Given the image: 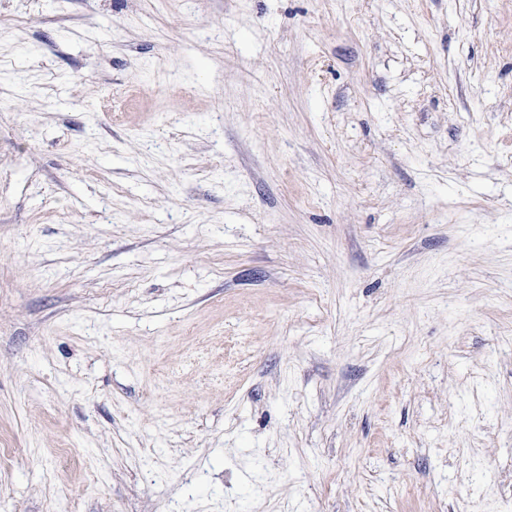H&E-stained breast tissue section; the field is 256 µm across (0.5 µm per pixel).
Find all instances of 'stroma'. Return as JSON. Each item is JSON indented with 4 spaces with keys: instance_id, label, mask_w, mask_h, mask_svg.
<instances>
[{
    "instance_id": "stroma-1",
    "label": "stroma",
    "mask_w": 512,
    "mask_h": 512,
    "mask_svg": "<svg viewBox=\"0 0 512 512\" xmlns=\"http://www.w3.org/2000/svg\"><path fill=\"white\" fill-rule=\"evenodd\" d=\"M512 0H0V512H500Z\"/></svg>"
}]
</instances>
